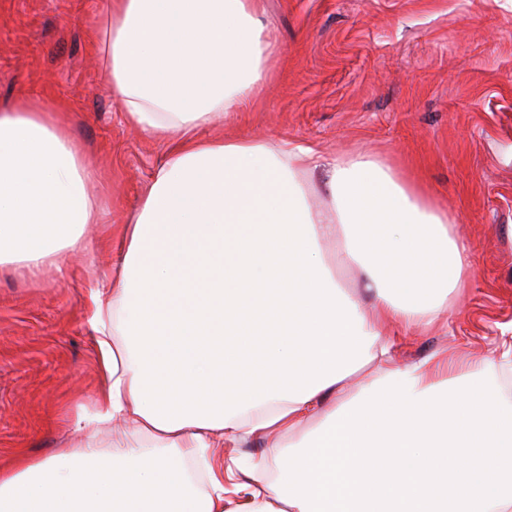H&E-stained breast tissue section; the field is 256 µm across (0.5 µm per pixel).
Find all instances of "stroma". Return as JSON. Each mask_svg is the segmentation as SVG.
<instances>
[{
  "label": "stroma",
  "mask_w": 512,
  "mask_h": 512,
  "mask_svg": "<svg viewBox=\"0 0 512 512\" xmlns=\"http://www.w3.org/2000/svg\"><path fill=\"white\" fill-rule=\"evenodd\" d=\"M105 0H0V108L61 113L103 213L65 269L0 266V455L82 440L100 358L90 297L116 264L165 143L112 100L93 34ZM275 46L267 85L211 137L363 151L448 213L472 270L448 324L403 342L401 361L448 348L479 360L512 344V0H260Z\"/></svg>",
  "instance_id": "obj_1"
}]
</instances>
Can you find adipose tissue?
I'll return each instance as SVG.
<instances>
[{"label": "adipose tissue", "mask_w": 512, "mask_h": 512, "mask_svg": "<svg viewBox=\"0 0 512 512\" xmlns=\"http://www.w3.org/2000/svg\"><path fill=\"white\" fill-rule=\"evenodd\" d=\"M112 97L143 136L168 153L121 232L116 270L93 292L89 319L105 386L84 437L42 460L0 459V512H103L111 485L79 480V462L127 467L134 512H300L270 488L275 463L302 424L320 427L369 381L409 373L415 392L483 371L448 350L397 360L401 335L448 323V297L471 271L470 245L447 214L365 152L327 156L310 146L200 133L239 111L270 78V36L258 0H106L94 36ZM325 175L308 204L305 180ZM90 165L56 113L17 101L0 110V265L38 267L75 251L99 218L85 192ZM289 245L301 307L276 336L257 339ZM356 269L353 292L338 278ZM122 422L135 439L102 444ZM273 434L274 448L241 467L211 451ZM193 458L208 487L163 474ZM246 497L230 504L225 478Z\"/></svg>", "instance_id": "obj_1"}]
</instances>
